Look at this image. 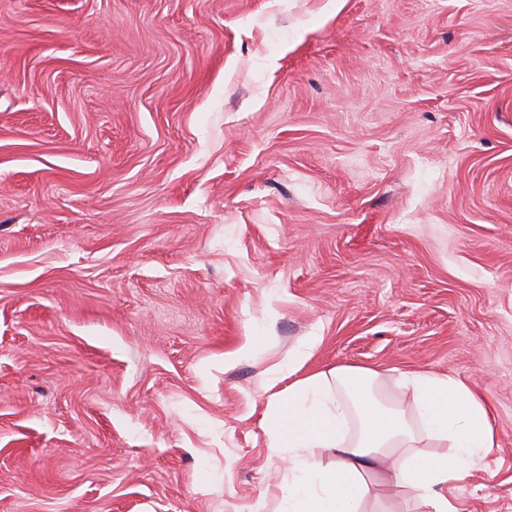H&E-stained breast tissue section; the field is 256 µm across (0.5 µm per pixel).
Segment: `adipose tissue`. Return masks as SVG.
<instances>
[{
    "instance_id": "ef3b65f1",
    "label": "adipose tissue",
    "mask_w": 512,
    "mask_h": 512,
    "mask_svg": "<svg viewBox=\"0 0 512 512\" xmlns=\"http://www.w3.org/2000/svg\"><path fill=\"white\" fill-rule=\"evenodd\" d=\"M404 409L378 397L379 374L342 366L271 395L265 418L288 465L275 504L256 512H368L371 477L416 512H461L451 487L481 468L495 445L491 410L463 381L434 372L402 374ZM327 452L324 465L311 449Z\"/></svg>"
}]
</instances>
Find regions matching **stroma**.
<instances>
[{
  "label": "stroma",
  "instance_id": "1",
  "mask_svg": "<svg viewBox=\"0 0 512 512\" xmlns=\"http://www.w3.org/2000/svg\"><path fill=\"white\" fill-rule=\"evenodd\" d=\"M311 336L512 512V0H0V512H253Z\"/></svg>",
  "mask_w": 512,
  "mask_h": 512
}]
</instances>
